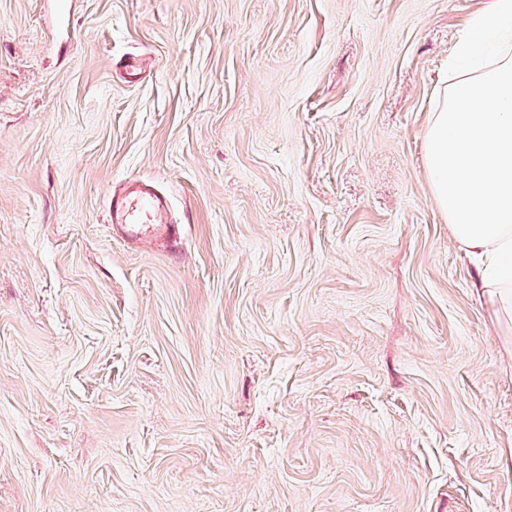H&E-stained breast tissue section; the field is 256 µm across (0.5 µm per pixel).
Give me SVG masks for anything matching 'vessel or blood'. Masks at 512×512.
I'll use <instances>...</instances> for the list:
<instances>
[{"label":"vessel or blood","instance_id":"1","mask_svg":"<svg viewBox=\"0 0 512 512\" xmlns=\"http://www.w3.org/2000/svg\"><path fill=\"white\" fill-rule=\"evenodd\" d=\"M109 217L111 223L122 225L130 237L152 236L171 244L178 240L177 228L169 218L167 199L149 187L133 185L112 193Z\"/></svg>","mask_w":512,"mask_h":512}]
</instances>
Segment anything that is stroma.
I'll return each instance as SVG.
<instances>
[{
    "mask_svg": "<svg viewBox=\"0 0 512 512\" xmlns=\"http://www.w3.org/2000/svg\"><path fill=\"white\" fill-rule=\"evenodd\" d=\"M487 2L0 0V512H512V320L424 165ZM111 224H120L132 238L152 236L176 243L178 231L169 218L167 199L145 185H131L112 192L109 200Z\"/></svg>",
    "mask_w": 512,
    "mask_h": 512,
    "instance_id": "obj_1",
    "label": "stroma"
}]
</instances>
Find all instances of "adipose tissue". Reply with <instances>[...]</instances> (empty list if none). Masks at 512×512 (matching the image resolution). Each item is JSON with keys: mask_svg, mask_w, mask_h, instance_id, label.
I'll list each match as a JSON object with an SVG mask.
<instances>
[{"mask_svg": "<svg viewBox=\"0 0 512 512\" xmlns=\"http://www.w3.org/2000/svg\"><path fill=\"white\" fill-rule=\"evenodd\" d=\"M459 40L448 96L426 130V169L440 210L479 267L478 296L512 310V0H491Z\"/></svg>", "mask_w": 512, "mask_h": 512, "instance_id": "obj_1", "label": "adipose tissue"}]
</instances>
